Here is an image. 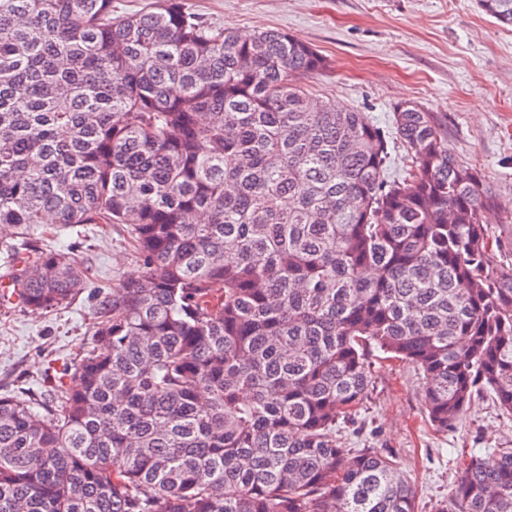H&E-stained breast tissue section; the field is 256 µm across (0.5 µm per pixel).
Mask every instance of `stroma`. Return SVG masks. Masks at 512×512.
Masks as SVG:
<instances>
[{"instance_id":"stroma-1","label":"stroma","mask_w":512,"mask_h":512,"mask_svg":"<svg viewBox=\"0 0 512 512\" xmlns=\"http://www.w3.org/2000/svg\"><path fill=\"white\" fill-rule=\"evenodd\" d=\"M207 23L242 34L288 32L330 62L310 78L309 95L364 112L390 136L389 174H400L405 152L395 139L393 112L410 101L434 112L449 154L476 167L501 203L492 226L512 225V28L483 13L477 0H183ZM92 266L109 283L136 275L122 228L48 238ZM95 300L51 315L0 304V393L39 390L47 366L73 365L89 343ZM372 391L360 410L365 423L349 445L390 452L415 481L420 512L450 494L471 454L512 447V418L491 401L475 402L448 433L423 413V382L398 360L369 356Z\"/></svg>"}]
</instances>
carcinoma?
<instances>
[{
	"mask_svg": "<svg viewBox=\"0 0 512 512\" xmlns=\"http://www.w3.org/2000/svg\"><path fill=\"white\" fill-rule=\"evenodd\" d=\"M512 27V0H478ZM327 59L182 0H0V300L54 312L95 282L54 227L122 226L138 277L100 285L49 399L0 395V512H418L380 448H348L367 352L422 375L446 433L512 418V250L433 113L312 104ZM75 379L68 386L65 376ZM433 512H512V448Z\"/></svg>",
	"mask_w": 512,
	"mask_h": 512,
	"instance_id": "carcinoma-1",
	"label": "carcinoma"
}]
</instances>
